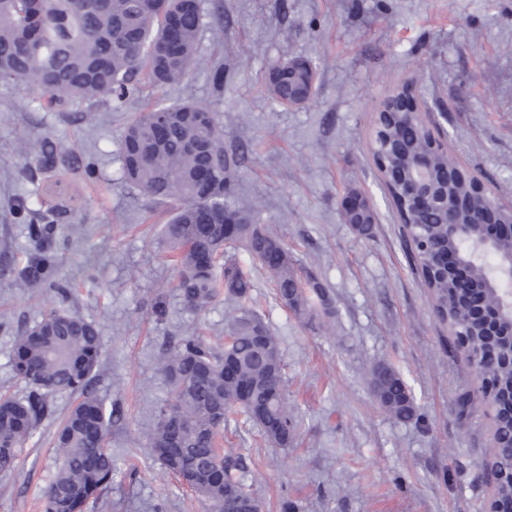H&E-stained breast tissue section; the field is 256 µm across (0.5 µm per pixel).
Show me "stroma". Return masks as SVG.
I'll list each match as a JSON object with an SVG mask.
<instances>
[{
	"mask_svg": "<svg viewBox=\"0 0 512 512\" xmlns=\"http://www.w3.org/2000/svg\"><path fill=\"white\" fill-rule=\"evenodd\" d=\"M200 5L191 72L176 84L146 86L122 109L104 98L50 110L33 89L0 82V394L27 392L10 363L21 328L60 306L94 321L105 342L95 390L120 418L107 440L112 488L85 512H204L148 446L168 396L158 359L195 331L222 343L235 307H184L161 237L171 207L126 184L118 161L130 113L164 100L201 102L216 112L226 147L249 149L233 205L253 206L256 223L277 230L299 275H316L333 308L328 331L312 329L275 300L249 254L234 249L253 281V304L279 341L298 421L286 448L265 443L237 413L224 429L225 447L257 463L254 491L266 512H279L284 499L300 512H487V409L456 408L458 395L478 392L473 371L409 261L368 144L382 100L412 81L427 123L448 136L450 158L512 202V0ZM287 58L317 66L314 93L300 106L278 105L266 89L270 67ZM44 139L57 147L55 163L21 147ZM353 189L377 212L372 237L343 220L341 200ZM53 208L65 212L51 242L70 287L65 298L17 285L32 254L26 226ZM159 294L168 304L161 321L151 312ZM381 362L408 383L422 423L398 422L376 402L369 375ZM72 401L54 396L55 417L39 426L15 470L0 475V512H42L57 418Z\"/></svg>",
	"mask_w": 512,
	"mask_h": 512,
	"instance_id": "1",
	"label": "stroma"
}]
</instances>
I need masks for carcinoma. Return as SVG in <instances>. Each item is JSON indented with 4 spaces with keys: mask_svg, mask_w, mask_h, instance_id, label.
I'll list each match as a JSON object with an SVG mask.
<instances>
[{
    "mask_svg": "<svg viewBox=\"0 0 512 512\" xmlns=\"http://www.w3.org/2000/svg\"><path fill=\"white\" fill-rule=\"evenodd\" d=\"M203 25L201 10L185 9L180 0H160L152 10L142 0H0V81L34 85L49 108L74 103L92 105L105 96L116 105L136 98L142 80L166 85L182 80L196 59ZM311 60L268 72L271 98L288 104L309 93ZM164 114L167 126L157 131ZM397 142L429 145L430 133L413 115L395 119ZM118 159L130 186L161 201L175 200L162 235L178 270L177 289L193 312L206 310L219 297L237 303L224 345L197 335L183 336L161 357L160 369L170 399L157 407V425L149 436L153 454L164 468L195 492L209 512H243L254 500L256 474L245 456L220 448L230 413L238 411L258 426L264 439L281 448L293 441L297 420L285 391V364L277 337L249 306L252 284L226 255L241 245L270 274L277 300L317 328L310 295L325 302L322 282L301 279L293 254L264 224H256L229 200L245 150L228 153L213 110L201 103H158L134 114L127 123ZM30 224L28 238L37 252L18 274L26 284H43L65 296L49 244L57 223ZM346 221L369 236L376 212L361 206ZM443 214L429 211L409 227L411 256L428 289L437 317L465 335L468 355L489 374L488 407L508 403L512 393V324L506 315L500 336H485L470 320V309L452 278L432 263L446 245L440 234ZM103 353L100 329L83 316L52 309L15 337L11 366L28 386L21 398L0 397V473L11 471L25 444L52 413L50 396H77L56 432L58 458L44 490V512H83L112 485V453L104 440L113 412L93 389ZM379 405L402 422L420 415L404 379L389 365L377 364L370 378ZM486 463L499 474L494 503L512 512V420L492 419V448Z\"/></svg>",
    "mask_w": 512,
    "mask_h": 512,
    "instance_id": "obj_1",
    "label": "carcinoma"
}]
</instances>
